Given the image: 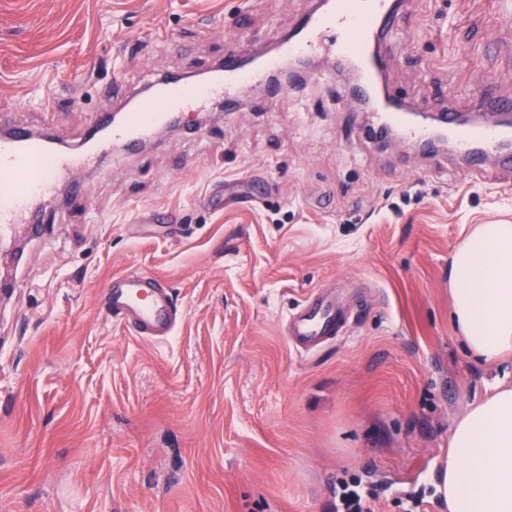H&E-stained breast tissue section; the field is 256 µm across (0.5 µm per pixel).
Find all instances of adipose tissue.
I'll return each instance as SVG.
<instances>
[{
  "instance_id": "adipose-tissue-1",
  "label": "adipose tissue",
  "mask_w": 512,
  "mask_h": 512,
  "mask_svg": "<svg viewBox=\"0 0 512 512\" xmlns=\"http://www.w3.org/2000/svg\"><path fill=\"white\" fill-rule=\"evenodd\" d=\"M451 312L477 358L512 353V224H480L452 254ZM436 487L448 512H512V382L465 403Z\"/></svg>"
}]
</instances>
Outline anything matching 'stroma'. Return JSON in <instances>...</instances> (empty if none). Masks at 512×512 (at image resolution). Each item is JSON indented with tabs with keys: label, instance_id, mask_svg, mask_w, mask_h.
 Returning <instances> with one entry per match:
<instances>
[{
	"label": "stroma",
	"instance_id": "obj_1",
	"mask_svg": "<svg viewBox=\"0 0 512 512\" xmlns=\"http://www.w3.org/2000/svg\"><path fill=\"white\" fill-rule=\"evenodd\" d=\"M315 0H0V116L80 147L96 115L167 72L272 43ZM512 0H410L387 43L411 107L512 95ZM239 111L184 114L84 176L25 261H0V512H448L435 478L464 401L512 376L469 352L449 260L512 224V181L371 142L326 54ZM161 277L162 342L101 309L113 274ZM353 301L310 356L283 333L312 290Z\"/></svg>",
	"mask_w": 512,
	"mask_h": 512
}]
</instances>
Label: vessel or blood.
Returning a JSON list of instances; mask_svg holds the SVG:
<instances>
[{
    "label": "vessel or blood",
    "mask_w": 512,
    "mask_h": 512,
    "mask_svg": "<svg viewBox=\"0 0 512 512\" xmlns=\"http://www.w3.org/2000/svg\"><path fill=\"white\" fill-rule=\"evenodd\" d=\"M400 0H324L321 7L305 16L296 26L293 37H280L281 54L307 55L326 42L336 45L342 64L358 65L363 73L360 94H367L384 64L373 46L382 45L394 36L400 25ZM239 50L226 51L216 74L201 82L189 74L163 77L147 92L129 100L120 123L104 121L86 136L87 147L78 153L58 150L50 134H34L18 127L0 137V241L10 239L17 225L42 229L50 223L40 204L41 198L65 186L70 201H87L88 189L81 178L98 158L107 155L113 144L135 150L139 134L146 128L165 124L173 115L200 110L215 98L223 99L225 111L239 104L240 95L260 82L277 64L276 58L264 59L248 66ZM478 111L487 115L485 124L476 128L456 126L453 114L443 122L463 155H470L472 141L483 145L482 155L497 154L505 134L497 122L501 112H512V99L478 98ZM398 131L403 146L429 140L427 129L408 122L402 110L386 105L380 108L372 134L387 138ZM105 311L113 321L140 339H166L173 336L183 313L173 302L167 284L157 276L142 273H119L109 280ZM350 321L348 308L336 301L328 289L312 291L286 324V335L299 352L311 353L341 336Z\"/></svg>",
    "instance_id": "vessel-or-blood-1"
}]
</instances>
